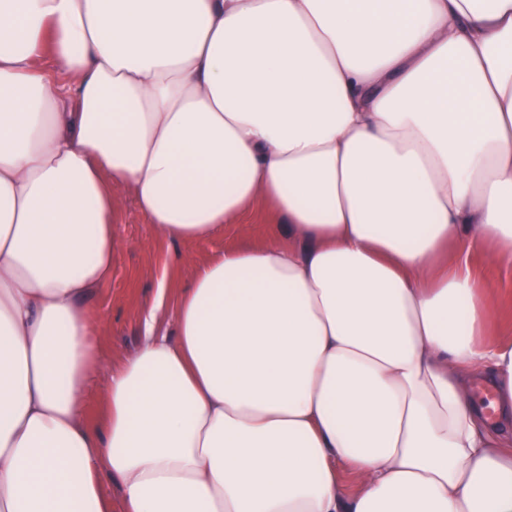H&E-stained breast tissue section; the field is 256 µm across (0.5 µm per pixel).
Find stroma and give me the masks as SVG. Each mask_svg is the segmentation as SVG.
Listing matches in <instances>:
<instances>
[{"instance_id":"stroma-1","label":"stroma","mask_w":512,"mask_h":512,"mask_svg":"<svg viewBox=\"0 0 512 512\" xmlns=\"http://www.w3.org/2000/svg\"><path fill=\"white\" fill-rule=\"evenodd\" d=\"M113 195L120 220L114 227L118 245L112 276L85 304L97 324V374L87 400L93 418L104 400L101 381L137 344L141 314L153 303L167 261L177 264L169 289L170 294L176 295L189 285L196 266L215 253L240 244L260 245L287 237L285 225L272 223L267 213L258 211L248 223L231 225L210 241L168 243L146 224L128 190L117 188ZM474 269L483 274L491 289L490 300L496 313L493 339H512V271L490 268L485 254L479 252L474 255Z\"/></svg>"}]
</instances>
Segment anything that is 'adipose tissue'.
<instances>
[{
  "label": "adipose tissue",
  "instance_id": "ef3b65f1",
  "mask_svg": "<svg viewBox=\"0 0 512 512\" xmlns=\"http://www.w3.org/2000/svg\"><path fill=\"white\" fill-rule=\"evenodd\" d=\"M119 187L171 242L259 203L288 240L156 298L92 425ZM484 246L512 270V0H0V512H512Z\"/></svg>",
  "mask_w": 512,
  "mask_h": 512
}]
</instances>
